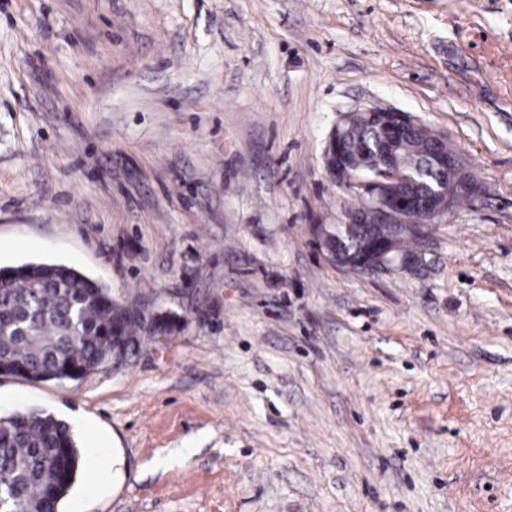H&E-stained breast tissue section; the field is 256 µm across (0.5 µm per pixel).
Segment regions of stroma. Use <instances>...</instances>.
I'll return each instance as SVG.
<instances>
[{
  "instance_id": "stroma-1",
  "label": "stroma",
  "mask_w": 512,
  "mask_h": 512,
  "mask_svg": "<svg viewBox=\"0 0 512 512\" xmlns=\"http://www.w3.org/2000/svg\"><path fill=\"white\" fill-rule=\"evenodd\" d=\"M447 133L486 187L419 274L329 263L340 113ZM171 325L0 375L83 461L62 512H512V0H0V267Z\"/></svg>"
}]
</instances>
